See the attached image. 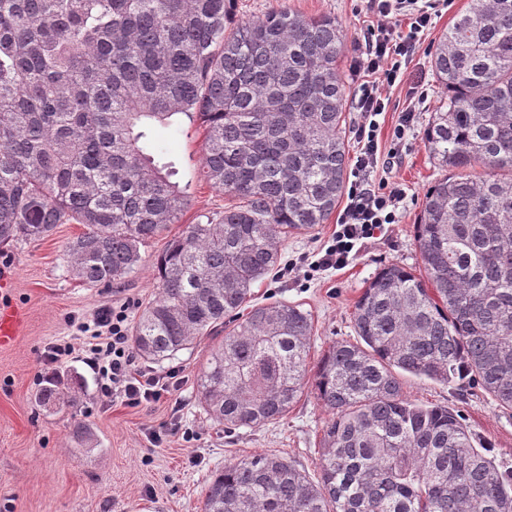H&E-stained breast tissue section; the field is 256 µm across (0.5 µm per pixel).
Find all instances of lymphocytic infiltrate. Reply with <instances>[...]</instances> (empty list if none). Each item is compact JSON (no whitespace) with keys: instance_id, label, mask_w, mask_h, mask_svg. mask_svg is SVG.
<instances>
[{"instance_id":"lymphocytic-infiltrate-1","label":"lymphocytic infiltrate","mask_w":512,"mask_h":512,"mask_svg":"<svg viewBox=\"0 0 512 512\" xmlns=\"http://www.w3.org/2000/svg\"><path fill=\"white\" fill-rule=\"evenodd\" d=\"M366 9L373 24L350 64L351 73L360 80L355 94L359 120L353 128L360 150L332 243L311 263L318 271L347 266L367 240L396 223L403 200L400 190L375 178L381 162L376 118L386 108V87L403 77L431 14L419 0H366ZM127 319L125 308H106L91 322L79 323L77 330L87 338L83 362L97 378L101 393L138 407L177 390L180 380L173 371L160 376L135 368Z\"/></svg>"}]
</instances>
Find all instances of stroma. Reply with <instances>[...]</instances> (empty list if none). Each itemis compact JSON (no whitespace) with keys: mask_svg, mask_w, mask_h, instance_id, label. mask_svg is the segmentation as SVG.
I'll list each match as a JSON object with an SVG mask.
<instances>
[{"mask_svg":"<svg viewBox=\"0 0 512 512\" xmlns=\"http://www.w3.org/2000/svg\"><path fill=\"white\" fill-rule=\"evenodd\" d=\"M468 2L448 0L441 7L408 67L406 84L393 87L389 106L378 118L379 141L386 151L399 115L409 103V84L424 83L429 96L416 109L414 130L393 168L383 173L390 186L404 192L398 223L389 225L339 271L313 272L303 263L304 257L331 244L335 220L314 232L290 235L277 272L253 288L256 302L285 300L301 304L310 313L311 361H318L334 342L353 339L355 303L381 268L396 263L416 276L425 274L415 226L426 191L444 174L426 148L425 134L434 112L448 98L433 73L431 53ZM235 8L239 17L251 20L289 8L308 16L329 15L342 25L347 37L339 69L347 80V102L341 131L348 157H355L356 84L349 78V63L366 29L363 0H237ZM147 133L174 161L179 181L189 184L191 202L180 224L170 225L166 233L141 246L142 262L133 273L98 286L74 279L65 250L82 232L79 224H60L47 239L0 249V275L8 283L0 290V304L25 314L21 334L0 348V512H198L212 474L230 460L276 453L296 460L307 474L317 470L321 428L328 411L313 388H305L283 419L261 427L227 429L204 412L198 401V380L222 333L200 337L189 349L161 362L135 356L139 368L159 375L176 368L181 376L178 391L138 408L126 406L117 397H102L93 374L76 356L53 368L45 366L50 344L66 341L82 347L84 338L77 324L103 308L127 306L129 321H136L158 295L152 263L169 236L177 234L181 225L222 213L231 203L229 196L197 177L204 161V131L199 123L178 114L169 126L154 125ZM54 372L76 373L83 388L69 396L65 405L48 410L39 406L36 395L45 377ZM403 390L409 399L454 407L498 460L512 462V409L501 408L480 388L460 381L448 385L407 377ZM80 426L92 431L93 447H79L76 429ZM153 430L163 435L160 446H153L147 437Z\"/></svg>","mask_w":512,"mask_h":512,"instance_id":"1","label":"stroma"}]
</instances>
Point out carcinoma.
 Here are the masks:
<instances>
[{
	"label": "carcinoma",
	"mask_w": 512,
	"mask_h": 512,
	"mask_svg": "<svg viewBox=\"0 0 512 512\" xmlns=\"http://www.w3.org/2000/svg\"><path fill=\"white\" fill-rule=\"evenodd\" d=\"M233 3L0 0L1 245L81 224L66 246L72 275L125 278L189 204L142 126L201 121L202 178L235 203L156 256L159 294L133 344L162 361L224 329L198 394L227 428L274 423L304 393L310 314L254 303L251 288L287 236L328 220L347 170L342 26L288 8L235 24ZM431 64L448 103L425 145L448 174L416 225L426 278L382 268L356 302L357 340L319 360L329 417L317 477L255 453L215 473L202 512H512V467L476 446L454 408L403 391L406 374L462 377L512 409V0H470ZM64 384L82 388L48 377L39 403L64 401Z\"/></svg>",
	"instance_id": "1"
}]
</instances>
